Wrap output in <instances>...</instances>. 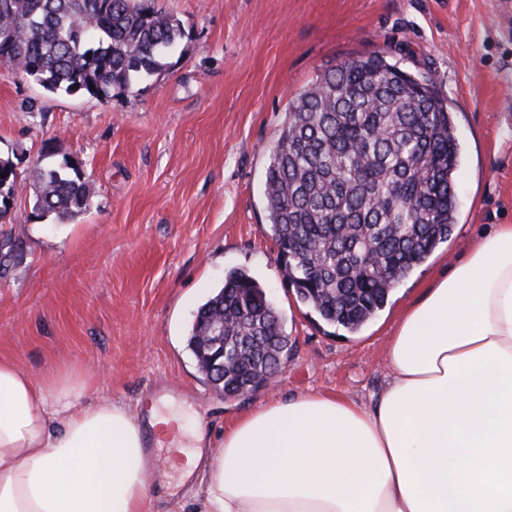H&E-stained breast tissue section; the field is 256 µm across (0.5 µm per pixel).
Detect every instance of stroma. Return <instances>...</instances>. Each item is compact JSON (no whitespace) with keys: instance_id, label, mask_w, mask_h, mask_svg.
Masks as SVG:
<instances>
[{"instance_id":"35a3bbf8","label":"stroma","mask_w":512,"mask_h":512,"mask_svg":"<svg viewBox=\"0 0 512 512\" xmlns=\"http://www.w3.org/2000/svg\"><path fill=\"white\" fill-rule=\"evenodd\" d=\"M182 23L170 65L112 98L51 94L0 65V157L19 169L83 160L92 196L75 220H30L24 188L0 220L23 254L0 264V357L39 375L85 370L84 398L176 417L150 437L163 512L197 488L177 445L221 432L271 397L367 403L388 375L399 317L489 224H512V34L504 0H156ZM381 52L430 79L456 114L457 222L356 334L323 323L286 282L264 181L297 94L341 60ZM242 269L266 290L292 347L273 387L227 398L187 347L198 306Z\"/></svg>"}]
</instances>
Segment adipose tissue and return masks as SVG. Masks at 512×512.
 Returning <instances> with one entry per match:
<instances>
[{"label": "adipose tissue", "instance_id": "ef3b65f1", "mask_svg": "<svg viewBox=\"0 0 512 512\" xmlns=\"http://www.w3.org/2000/svg\"><path fill=\"white\" fill-rule=\"evenodd\" d=\"M373 403L268 399L223 434L189 512H512V224L476 238L389 337ZM87 374L0 358V512H150L132 410Z\"/></svg>", "mask_w": 512, "mask_h": 512}]
</instances>
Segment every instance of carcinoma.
<instances>
[{
    "label": "carcinoma",
    "instance_id": "carcinoma-1",
    "mask_svg": "<svg viewBox=\"0 0 512 512\" xmlns=\"http://www.w3.org/2000/svg\"><path fill=\"white\" fill-rule=\"evenodd\" d=\"M184 38L155 0H0V65L44 90L112 97L162 71ZM459 142L448 102L380 54L349 57L301 91L266 170L264 198L284 275L324 323L357 332L456 224ZM0 220L31 186L30 219L68 221L89 204L82 162L18 171L0 157ZM224 322V371L197 340ZM290 340L245 271L197 310L187 345L214 389L259 385Z\"/></svg>",
    "mask_w": 512,
    "mask_h": 512
}]
</instances>
